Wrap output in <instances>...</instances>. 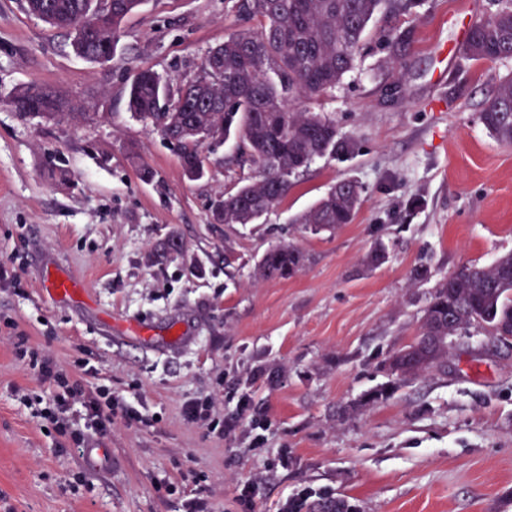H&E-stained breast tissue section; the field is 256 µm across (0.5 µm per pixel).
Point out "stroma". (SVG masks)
<instances>
[{
  "label": "stroma",
  "instance_id": "stroma-1",
  "mask_svg": "<svg viewBox=\"0 0 512 512\" xmlns=\"http://www.w3.org/2000/svg\"><path fill=\"white\" fill-rule=\"evenodd\" d=\"M489 11L490 0H415L370 26L354 70L302 104L330 117L351 153L293 176L257 223L215 225L211 200L251 175L231 163L235 138L209 145L205 176L188 180L126 98L144 70L173 91L193 78L237 26L230 0H144L105 64L75 56L25 0H0V512H180L202 487L212 512H239L237 487L254 478L258 512L302 489L361 512H512V346L469 329L441 369L361 403L389 382L385 361L417 334L435 281L512 251V148L479 119L512 59L466 54ZM31 83L90 119L20 116L11 100ZM346 178L362 187L353 223L318 234L295 223ZM172 233L183 253L149 263ZM289 242L309 263L288 280L257 278L263 254ZM377 245L386 259L366 270ZM423 263L430 279L414 274ZM52 271L84 300L50 299ZM17 343L65 373L85 359L97 370L85 388L139 401L150 423L114 420L109 473H90L80 449L34 418L26 395L50 389ZM243 395L264 416L262 449L247 427L223 436L184 418L189 401L216 399L227 415ZM282 450L288 465L266 471ZM172 481L178 493L162 495Z\"/></svg>",
  "mask_w": 512,
  "mask_h": 512
}]
</instances>
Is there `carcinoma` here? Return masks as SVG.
<instances>
[{
  "instance_id": "obj_1",
  "label": "carcinoma",
  "mask_w": 512,
  "mask_h": 512,
  "mask_svg": "<svg viewBox=\"0 0 512 512\" xmlns=\"http://www.w3.org/2000/svg\"><path fill=\"white\" fill-rule=\"evenodd\" d=\"M143 2L112 0V27H93L84 39L75 32L91 22L87 0H33L32 8L47 17L46 23L68 33L76 55L104 63L112 59L125 19ZM412 4L413 0H234L233 11L244 25L208 51L199 72L178 89L177 99L166 101L160 77L145 70L130 88L128 110L169 137L190 180L201 176L207 156L203 146L182 138L183 129L193 125L219 126L226 135L236 131L240 164L248 166L254 179L224 192V223L251 224L288 195L292 176L319 157L349 150L331 119L300 111L297 105L344 79L371 23L406 12ZM466 52L477 61L512 58V0H496L495 9L472 25ZM19 94L18 111L23 115L41 117L44 109L53 108V116L72 122L87 117L78 106L61 111L62 97L48 88L32 84ZM270 112L281 117L273 128L265 121ZM480 119L501 145L512 147V74L500 80ZM361 202V187L340 180L293 222L316 233L334 230L353 222ZM175 246L182 242L174 235L159 243L154 261L169 260ZM307 262L300 247L276 245L263 255L257 273L265 280L289 279ZM471 326L512 336V252L487 266H463L438 283L424 309L419 338L394 353L400 371L396 380L439 369L448 358L452 338ZM424 336L445 340L430 351Z\"/></svg>"
}]
</instances>
